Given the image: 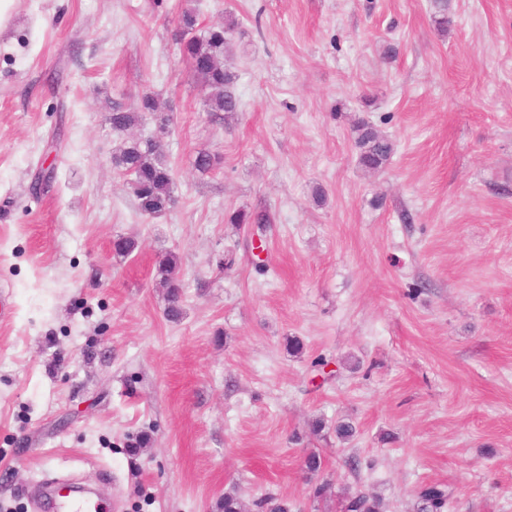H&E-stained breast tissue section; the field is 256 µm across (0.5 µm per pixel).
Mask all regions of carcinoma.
I'll return each mask as SVG.
<instances>
[{"instance_id":"1","label":"carcinoma","mask_w":512,"mask_h":512,"mask_svg":"<svg viewBox=\"0 0 512 512\" xmlns=\"http://www.w3.org/2000/svg\"><path fill=\"white\" fill-rule=\"evenodd\" d=\"M433 6L438 14L434 19L435 25L438 31L445 33L452 25L448 4L444 0H434ZM235 26V21L230 20L224 25L211 26L202 31L199 29L198 14L190 9L181 11L178 18L176 41L180 56L197 78L210 112L232 113L240 109V100L235 91V75L224 68L228 35ZM145 113L153 116L159 129L170 123L169 115L160 111L156 96L144 93L139 97L134 110L112 106V129L118 132L132 130L140 125ZM353 132L359 164L364 169L377 171L388 163L394 147L385 135L365 121L357 123ZM164 148L163 140L155 135L146 138L130 136L112 157L114 168L129 177V188L137 210L146 217L160 215L175 204L174 177L164 159ZM218 164V156L206 151L197 153L194 159L196 169L204 173L216 169ZM226 220L240 227L253 224L255 230L261 233L264 232V225L269 223L266 215L244 209L227 213ZM179 271V257L173 253L166 254L157 268L159 284L166 294L165 316L171 322L183 318L184 284ZM448 498L446 487L440 484L426 485L419 492L418 512H446ZM254 505L259 512H294L296 509V504L270 494L258 498ZM341 509L342 512H382V502L370 492L356 490L342 499Z\"/></svg>"}]
</instances>
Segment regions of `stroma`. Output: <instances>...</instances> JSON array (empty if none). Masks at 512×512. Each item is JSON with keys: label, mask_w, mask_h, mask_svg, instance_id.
<instances>
[{"label": "stroma", "mask_w": 512, "mask_h": 512, "mask_svg": "<svg viewBox=\"0 0 512 512\" xmlns=\"http://www.w3.org/2000/svg\"><path fill=\"white\" fill-rule=\"evenodd\" d=\"M185 8L236 18L239 111H204L173 39ZM448 8L443 35L432 0H14L0 512H34L45 478L106 475L115 512H219L228 493L340 512L356 488L417 512L425 484L447 487L448 512H512V0ZM144 92L172 116L176 203L154 218L112 165V106ZM359 118L395 144L374 174ZM200 151L220 170L196 171ZM49 161L59 183L33 198ZM235 209L269 215L261 248L226 223ZM122 236L139 251L117 256ZM169 251L187 285L177 323L155 280ZM142 431L153 446L132 452Z\"/></svg>", "instance_id": "stroma-1"}]
</instances>
